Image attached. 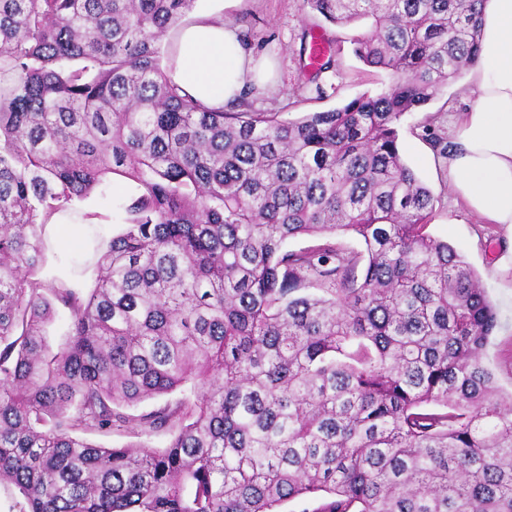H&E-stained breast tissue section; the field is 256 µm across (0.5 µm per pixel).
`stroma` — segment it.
Here are the masks:
<instances>
[{
  "mask_svg": "<svg viewBox=\"0 0 512 512\" xmlns=\"http://www.w3.org/2000/svg\"><path fill=\"white\" fill-rule=\"evenodd\" d=\"M195 13H220L239 27L257 58L268 60L274 72V88L260 92L254 111L272 112L284 119H297L309 112L327 111L366 92L378 93L392 85L393 75L365 65L355 57L349 42L354 30L325 22L304 8L302 0H197ZM315 25L317 34L338 46L339 74L334 89L326 96L301 88L297 52L302 28ZM469 73H462L445 86L425 107L404 116L399 125V146L411 166L433 195V216L429 233L448 241L478 273L497 312L485 362L504 391L512 390V268L500 264L502 255L512 251V233L499 224H484L452 191L450 178L438 165L426 132L453 141L455 117L473 103ZM135 185L113 174L106 183L81 204L97 212L96 226L84 224L58 231L48 226V235H60V242L49 245L48 261L40 270L43 278H77L80 287L93 288L95 267L89 262L94 249L121 229L119 204L132 195Z\"/></svg>",
  "mask_w": 512,
  "mask_h": 512,
  "instance_id": "35a3bbf8",
  "label": "stroma"
}]
</instances>
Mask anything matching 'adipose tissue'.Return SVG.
<instances>
[{"label": "adipose tissue", "instance_id": "obj_1", "mask_svg": "<svg viewBox=\"0 0 512 512\" xmlns=\"http://www.w3.org/2000/svg\"><path fill=\"white\" fill-rule=\"evenodd\" d=\"M174 49L173 82L207 106L222 107L245 87L265 84L252 48L222 15L182 27ZM472 77L476 99L455 122L449 176L482 223L512 229V0H488Z\"/></svg>", "mask_w": 512, "mask_h": 512}]
</instances>
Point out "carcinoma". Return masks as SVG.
<instances>
[{
    "label": "carcinoma",
    "mask_w": 512,
    "mask_h": 512,
    "mask_svg": "<svg viewBox=\"0 0 512 512\" xmlns=\"http://www.w3.org/2000/svg\"><path fill=\"white\" fill-rule=\"evenodd\" d=\"M196 2L0 0V485L19 512H512L497 313L398 147L478 62L487 0H303L397 80L296 120L180 93L161 42ZM111 174L136 193L94 288L36 277ZM70 324V316L67 310L58 308L54 321L49 326V343L51 348L56 351L66 340L67 331Z\"/></svg>",
    "instance_id": "carcinoma-1"
}]
</instances>
